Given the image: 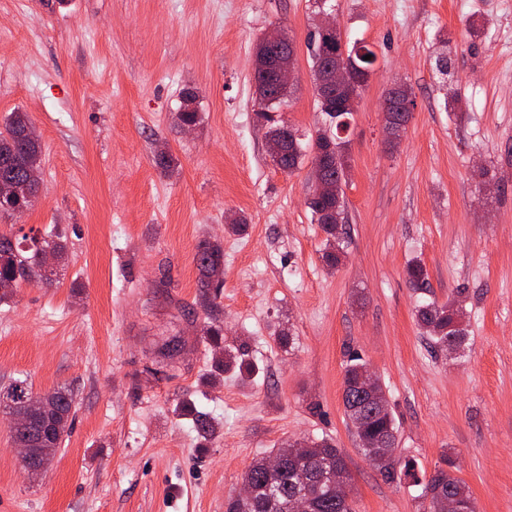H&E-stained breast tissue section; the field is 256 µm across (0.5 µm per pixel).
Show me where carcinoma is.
<instances>
[{
	"label": "carcinoma",
	"instance_id": "cac0c4a2",
	"mask_svg": "<svg viewBox=\"0 0 512 512\" xmlns=\"http://www.w3.org/2000/svg\"><path fill=\"white\" fill-rule=\"evenodd\" d=\"M338 35H328L321 27L310 33L307 50L312 62L314 83H319L324 73L337 63L336 44ZM370 59L357 61L362 67L359 74L348 85L334 91V95L324 100L317 98L320 111L329 119L338 116L350 118L356 111L357 100L362 87L367 82L376 61L375 52L366 45L361 46ZM269 49L259 43L255 57L254 83L256 95L267 101L265 120L269 124L268 139L279 138L282 152L272 156L279 168L293 171L304 155L301 136L284 138V124L270 115L272 106L287 92L275 84L273 70L263 65ZM196 97L190 93L183 96L178 119L181 123L197 124L199 112L195 108ZM313 153L312 162L320 164L330 190L319 193L312 190L308 201L314 221L320 225L326 236L323 258L334 268L345 257V230H337L336 220H345L343 186L347 184L351 171L348 144L344 138L329 126L316 131L308 143ZM42 147L35 132L32 119L26 112H11L0 126V180L15 183L20 188L40 183ZM154 162L164 173H172L177 168V160L168 149L156 153ZM50 252L53 263H61L67 255V247L62 236L51 239L36 234L16 237L11 233L0 232V295L7 296L24 285H51L56 276V268L45 267L42 255ZM197 264L204 280L201 287H214L215 276L224 268V249L221 244L203 239L197 246ZM406 276L415 290L428 288V273L419 262H411L406 267ZM418 325L427 335L434 348L448 350V344L462 345L467 337L465 313L460 300L453 299L444 304L422 303L415 311ZM215 369L220 372H233L246 379L253 374V365L248 359V347L241 343L224 350V357L214 359ZM365 364L359 359L347 366L344 379L343 404L350 420L356 441L362 455L389 481L404 477L422 486V498L428 501V512H448V499L453 498L467 506L469 512H476L475 501L466 483L455 475L456 466L448 461V469H437L429 478H419L412 472L410 464H401L396 456V434L394 416L389 403L376 402L363 395L355 386L356 377ZM32 384L26 377L13 379L0 388V409L11 411L15 407L30 404ZM32 405V404H30ZM35 419L27 426L11 427L15 444L32 447L38 455V465L27 474H36L50 464L57 448L75 414V400L69 390L54 388L39 394L32 405ZM178 415L191 419L198 436L209 440L220 431L219 422L209 413L198 409L191 402H184L178 408ZM269 458L262 457L252 462L243 473V480L253 489L247 497L235 496L228 500L226 512H288V503L297 493L307 490L309 512H353L349 493L336 487L322 474L337 471L350 478L349 470L341 451L329 440L320 439L306 443L304 451L288 461L282 469H272Z\"/></svg>",
	"mask_w": 512,
	"mask_h": 512
}]
</instances>
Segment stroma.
I'll list each match as a JSON object with an SVG mask.
<instances>
[{
	"label": "stroma",
	"instance_id": "35a3bbf8",
	"mask_svg": "<svg viewBox=\"0 0 512 512\" xmlns=\"http://www.w3.org/2000/svg\"><path fill=\"white\" fill-rule=\"evenodd\" d=\"M0 0V121L31 116L42 192L22 232L60 233L55 285L0 300V387L72 391L74 423L49 469L28 476L0 412V512H225L250 462L328 438L355 512H424L421 487L364 458L343 405L361 358L396 420L398 457L425 475L453 456L477 512H512V0ZM377 55L346 135L349 232L342 264L307 199L312 160L277 167L257 122L256 46L294 42L277 113L324 124L306 39L323 16ZM450 48L440 79L435 58ZM414 106L390 147L383 101ZM193 93L201 120L177 112ZM165 146L179 162H153ZM247 227L230 235V218ZM224 248L223 286L201 287L200 240ZM428 273L413 290L408 263ZM462 298L469 336L449 357L415 318ZM248 342V380H212L215 347ZM293 342L280 345L279 330ZM219 419L204 441L174 409Z\"/></svg>",
	"mask_w": 512,
	"mask_h": 512
}]
</instances>
